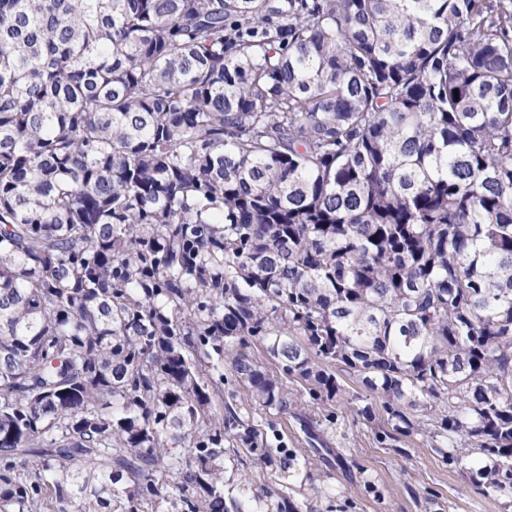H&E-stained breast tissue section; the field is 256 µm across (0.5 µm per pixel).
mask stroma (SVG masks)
<instances>
[{"label": "stroma", "mask_w": 512, "mask_h": 512, "mask_svg": "<svg viewBox=\"0 0 512 512\" xmlns=\"http://www.w3.org/2000/svg\"><path fill=\"white\" fill-rule=\"evenodd\" d=\"M229 391L273 446L310 454L297 418L319 421L324 445L313 464L314 482L298 500L300 512H512V497L479 494L468 475L441 461L426 437L406 438L395 448L378 443L358 414L359 401L301 405L273 415L255 408L242 386Z\"/></svg>", "instance_id": "1"}]
</instances>
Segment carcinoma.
I'll return each mask as SVG.
<instances>
[{"instance_id":"cac0c4a2","label":"carcinoma","mask_w":512,"mask_h":512,"mask_svg":"<svg viewBox=\"0 0 512 512\" xmlns=\"http://www.w3.org/2000/svg\"><path fill=\"white\" fill-rule=\"evenodd\" d=\"M229 380L512 493V0H0V512H299ZM240 451L243 457V461L241 462L244 463V466L239 464L238 468H232V465L227 462L228 469L225 473L226 479L230 478L229 483L233 482L236 484L238 482L237 480L240 478V473H242V475L246 474V477L252 482L253 488L260 489L262 484L269 481L270 469H265L264 466L257 465L243 449Z\"/></svg>"}]
</instances>
